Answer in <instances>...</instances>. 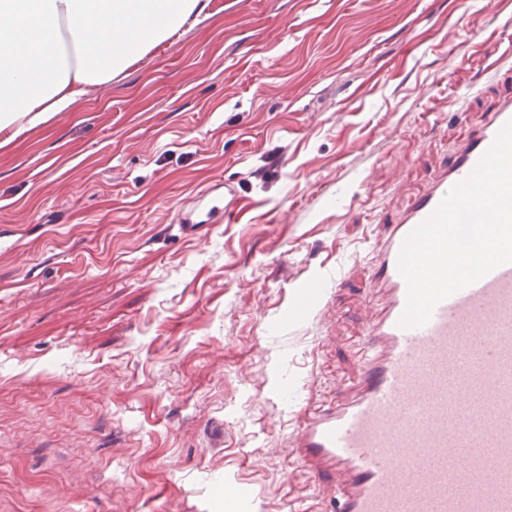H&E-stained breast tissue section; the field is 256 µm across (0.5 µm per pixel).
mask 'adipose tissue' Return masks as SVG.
<instances>
[{
  "mask_svg": "<svg viewBox=\"0 0 512 512\" xmlns=\"http://www.w3.org/2000/svg\"><path fill=\"white\" fill-rule=\"evenodd\" d=\"M208 0H0V135L23 137L111 83Z\"/></svg>",
  "mask_w": 512,
  "mask_h": 512,
  "instance_id": "1",
  "label": "adipose tissue"
}]
</instances>
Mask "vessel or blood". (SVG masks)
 <instances>
[{"label": "vessel or blood", "mask_w": 512, "mask_h": 512, "mask_svg": "<svg viewBox=\"0 0 512 512\" xmlns=\"http://www.w3.org/2000/svg\"><path fill=\"white\" fill-rule=\"evenodd\" d=\"M512 121V96L473 125L429 184L386 227L372 274L383 302L367 322L363 378L294 432V456L336 487V512H512V263L440 301L404 327L399 271L408 235L465 179ZM237 197L213 199V223L234 222ZM322 281L307 283L291 318L323 316Z\"/></svg>", "instance_id": "obj_1"}]
</instances>
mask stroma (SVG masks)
I'll return each mask as SVG.
<instances>
[{
  "instance_id": "stroma-1",
  "label": "stroma",
  "mask_w": 512,
  "mask_h": 512,
  "mask_svg": "<svg viewBox=\"0 0 512 512\" xmlns=\"http://www.w3.org/2000/svg\"><path fill=\"white\" fill-rule=\"evenodd\" d=\"M505 30L512 0H209L0 148V512H336L290 437L361 373L385 225L512 94ZM222 182L239 221L183 237ZM324 270L328 319L289 321Z\"/></svg>"
}]
</instances>
